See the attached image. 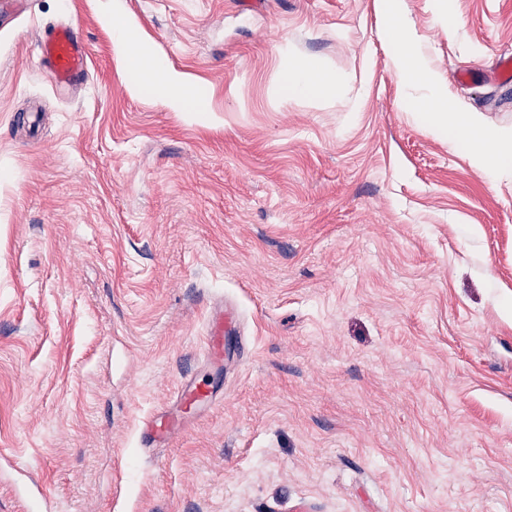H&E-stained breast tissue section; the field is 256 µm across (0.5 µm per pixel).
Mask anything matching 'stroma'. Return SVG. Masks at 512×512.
I'll list each match as a JSON object with an SVG mask.
<instances>
[{"label":"stroma","instance_id":"1","mask_svg":"<svg viewBox=\"0 0 512 512\" xmlns=\"http://www.w3.org/2000/svg\"><path fill=\"white\" fill-rule=\"evenodd\" d=\"M402 8L454 109L512 136V0ZM115 11L207 111L135 89ZM72 19L90 69L58 90L34 44ZM384 28L378 0L0 16V450L55 512H512V177L404 109ZM285 50L336 90L281 102ZM187 374L213 404L144 456ZM224 333L230 334L224 329V314L219 313L210 324L203 354L207 359L219 358L224 352Z\"/></svg>","mask_w":512,"mask_h":512}]
</instances>
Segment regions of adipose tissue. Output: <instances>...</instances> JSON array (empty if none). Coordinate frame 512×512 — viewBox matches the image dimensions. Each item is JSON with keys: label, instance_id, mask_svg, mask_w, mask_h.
<instances>
[{"label": "adipose tissue", "instance_id": "1", "mask_svg": "<svg viewBox=\"0 0 512 512\" xmlns=\"http://www.w3.org/2000/svg\"><path fill=\"white\" fill-rule=\"evenodd\" d=\"M379 7L386 17L385 36L392 48L395 70L406 83L424 89L423 94L404 99L405 110L417 115L435 133L450 130L461 133L474 164L491 177L497 178L506 172L512 174V143L479 124L473 115H449L448 98L434 73L410 47L409 22L400 0H379ZM112 27L118 47L129 59L136 88L150 92L168 108L182 112L205 111L204 97L182 74L151 57L145 46L134 38L123 17L113 15ZM337 82L335 74L291 57L287 60L279 95L285 101L301 96L320 97L333 91Z\"/></svg>", "mask_w": 512, "mask_h": 512}]
</instances>
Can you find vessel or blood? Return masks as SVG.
<instances>
[{"instance_id":"b4317fda","label":"vessel or blood","mask_w":512,"mask_h":512,"mask_svg":"<svg viewBox=\"0 0 512 512\" xmlns=\"http://www.w3.org/2000/svg\"><path fill=\"white\" fill-rule=\"evenodd\" d=\"M36 52L45 63L53 84L63 85L83 79L89 70V54L80 39L76 25L67 22L41 36L36 42ZM224 318L216 316L210 327L203 354L207 359L219 358L224 351ZM210 398L205 383L197 377L184 378L175 392L172 403L182 412L181 417H171L160 411L144 424L140 431L139 447L142 454L168 441L172 433L185 430L189 424V411L201 410Z\"/></svg>"}]
</instances>
